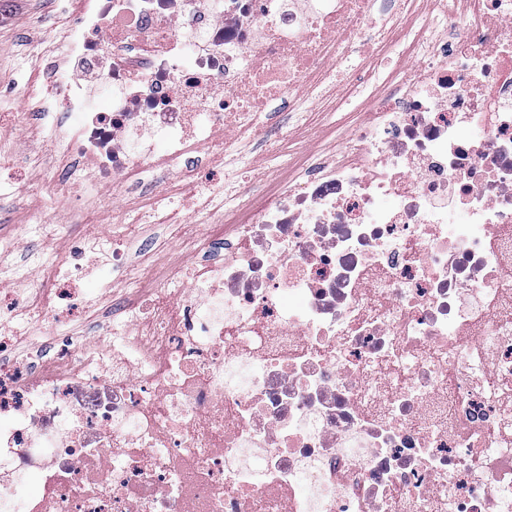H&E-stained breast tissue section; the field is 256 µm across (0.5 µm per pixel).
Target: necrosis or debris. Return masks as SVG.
Instances as JSON below:
<instances>
[{"label":"necrosis or debris","mask_w":512,"mask_h":512,"mask_svg":"<svg viewBox=\"0 0 512 512\" xmlns=\"http://www.w3.org/2000/svg\"><path fill=\"white\" fill-rule=\"evenodd\" d=\"M74 0L23 139L91 228L27 254L0 338V512H512V0ZM365 57L353 78L340 66ZM369 116L296 152L184 267L170 200L212 153L278 152L307 100ZM165 229L101 234L108 187ZM38 489L23 497L20 480Z\"/></svg>","instance_id":"4bbe7bcc"}]
</instances>
